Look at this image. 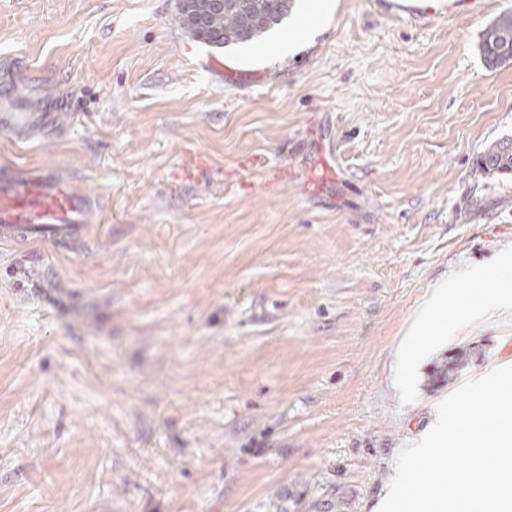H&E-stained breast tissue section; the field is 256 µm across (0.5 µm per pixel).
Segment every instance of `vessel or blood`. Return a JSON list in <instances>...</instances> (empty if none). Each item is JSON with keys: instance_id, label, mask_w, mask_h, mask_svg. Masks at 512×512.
<instances>
[{"instance_id": "obj_1", "label": "vessel or blood", "mask_w": 512, "mask_h": 512, "mask_svg": "<svg viewBox=\"0 0 512 512\" xmlns=\"http://www.w3.org/2000/svg\"><path fill=\"white\" fill-rule=\"evenodd\" d=\"M487 0H384L391 15L412 20L425 28L456 15L480 17ZM51 112H1L0 128L15 129L29 124L51 126ZM100 212L79 179L64 177L44 167L0 171V243L60 245L82 239Z\"/></svg>"}]
</instances>
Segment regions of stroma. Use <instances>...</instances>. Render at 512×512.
Returning a JSON list of instances; mask_svg holds the SVG:
<instances>
[{
	"instance_id": "35a3bbf8",
	"label": "stroma",
	"mask_w": 512,
	"mask_h": 512,
	"mask_svg": "<svg viewBox=\"0 0 512 512\" xmlns=\"http://www.w3.org/2000/svg\"><path fill=\"white\" fill-rule=\"evenodd\" d=\"M336 3L283 53L290 17L216 50L176 0H0V111L61 115L0 130V165L75 174L105 214L0 243V512H374L455 390L436 365L512 359L491 312L398 386L429 289L512 251V176L475 167L512 135V62L479 53L512 0L426 29ZM472 348H458V350L448 355L445 364L436 367L434 375H437L438 379L443 383H452L455 380V376L467 366L471 360Z\"/></svg>"
}]
</instances>
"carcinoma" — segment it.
<instances>
[{"mask_svg": "<svg viewBox=\"0 0 512 512\" xmlns=\"http://www.w3.org/2000/svg\"><path fill=\"white\" fill-rule=\"evenodd\" d=\"M199 5L204 27L182 24L191 38L216 49L244 44L263 37L286 18L293 0H189ZM481 58L493 68L512 61V12L493 19L485 28L479 44ZM477 167L486 177L512 175V136L487 146L477 159ZM471 350L460 348L448 355L445 364L435 369L444 383H451L471 360Z\"/></svg>", "mask_w": 512, "mask_h": 512, "instance_id": "1", "label": "carcinoma"}]
</instances>
